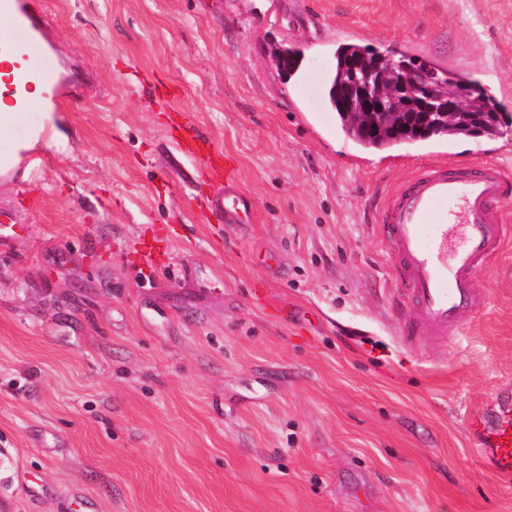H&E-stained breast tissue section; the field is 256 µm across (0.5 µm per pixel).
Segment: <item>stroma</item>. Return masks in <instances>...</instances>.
<instances>
[{"mask_svg":"<svg viewBox=\"0 0 512 512\" xmlns=\"http://www.w3.org/2000/svg\"><path fill=\"white\" fill-rule=\"evenodd\" d=\"M28 2L85 92L53 87L68 150L0 189V512H512L467 433L512 385V235L484 306L408 348L377 224L438 154L512 175V127L372 151L325 95L356 42L512 115V0ZM186 153L199 156L203 161L214 168L220 169L224 174V188L236 181L235 175L226 166L220 165L223 155L221 152L212 151L206 145L201 144L195 137L187 144Z\"/></svg>","mask_w":512,"mask_h":512,"instance_id":"35a3bbf8","label":"stroma"}]
</instances>
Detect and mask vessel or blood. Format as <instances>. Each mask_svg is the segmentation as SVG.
<instances>
[{
	"label": "vessel or blood",
	"instance_id": "1",
	"mask_svg": "<svg viewBox=\"0 0 512 512\" xmlns=\"http://www.w3.org/2000/svg\"><path fill=\"white\" fill-rule=\"evenodd\" d=\"M0 59L22 55L25 64L9 73L6 86L17 111L38 107L27 95L31 83L57 82L59 73L38 37L45 17L23 0H0ZM507 184L494 162L476 166L433 164L410 178L386 202L380 222L388 239L391 268L411 315L401 326L405 346L438 339L460 328L484 303L475 275L501 248L500 202ZM469 429L476 452L493 474L512 479V389L501 388Z\"/></svg>",
	"mask_w": 512,
	"mask_h": 512
}]
</instances>
